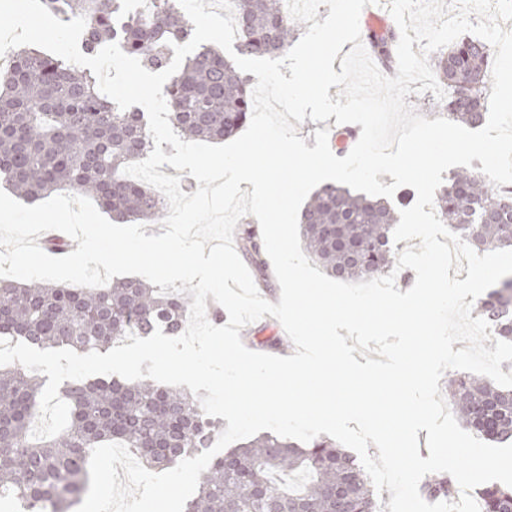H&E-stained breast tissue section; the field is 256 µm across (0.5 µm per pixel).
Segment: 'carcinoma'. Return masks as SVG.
Here are the masks:
<instances>
[{
  "label": "carcinoma",
  "mask_w": 512,
  "mask_h": 512,
  "mask_svg": "<svg viewBox=\"0 0 512 512\" xmlns=\"http://www.w3.org/2000/svg\"><path fill=\"white\" fill-rule=\"evenodd\" d=\"M236 50L246 57L288 49L300 23L285 15L282 0H240ZM66 20L86 19L83 48L106 43L156 72L170 59L171 44L191 35L175 0H153L147 14L119 16V0H43ZM375 57L393 69L391 27L367 30ZM490 48L462 39L435 57L432 70L448 97V120L476 126L484 120ZM252 78L224 53L204 46L170 77L165 92L169 121L184 140L216 142L235 135L252 115ZM154 148L145 112L121 110L104 96L96 78L62 58L34 49L13 53L0 69V175L14 194L36 200L61 186L96 199L113 218L157 224L168 202L155 189L123 173ZM448 229L477 250L512 246V194L468 169L454 172L436 201ZM399 208L382 199L327 183L301 212L304 247L313 262L344 282L368 281L396 265L393 229ZM242 246L257 270L265 267L253 227L240 229ZM193 297L163 294L144 278L126 277L106 287L58 286L0 280V339L38 349L68 346L105 353L133 333L156 328L182 332ZM494 338L512 342V275L475 303ZM44 381L18 367L0 368V498L20 512H72L90 484L89 453L120 443L151 468H169L205 448L222 422L205 414L196 396L151 379L70 380L60 398L70 407L67 428L35 440L29 425L40 408ZM458 422L497 443L512 442V388L475 374L448 377ZM432 498H450L455 480L446 473L423 486ZM484 512H512V488L497 483L479 491ZM186 512H376V495L362 465L323 437L302 448L288 438L259 435L216 455L200 474Z\"/></svg>",
  "instance_id": "carcinoma-1"
}]
</instances>
